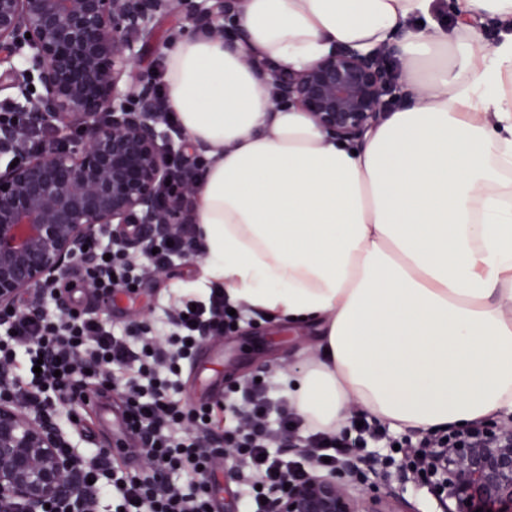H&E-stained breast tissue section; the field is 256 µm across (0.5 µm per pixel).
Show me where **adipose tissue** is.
I'll return each mask as SVG.
<instances>
[{"label":"adipose tissue","mask_w":512,"mask_h":512,"mask_svg":"<svg viewBox=\"0 0 512 512\" xmlns=\"http://www.w3.org/2000/svg\"><path fill=\"white\" fill-rule=\"evenodd\" d=\"M245 0L230 50L184 34L164 51L170 106L206 172L193 221L206 280L249 314L306 318L322 353L279 384L303 432L351 409L392 428L445 430L512 413V0ZM415 103L341 144L275 106L244 54L299 71L332 46H382Z\"/></svg>","instance_id":"1"}]
</instances>
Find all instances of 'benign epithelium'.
<instances>
[{"label":"benign epithelium","mask_w":512,"mask_h":512,"mask_svg":"<svg viewBox=\"0 0 512 512\" xmlns=\"http://www.w3.org/2000/svg\"><path fill=\"white\" fill-rule=\"evenodd\" d=\"M243 3L0 0V91L14 90L31 124L55 131L24 153L22 130L0 122L1 315L10 307L19 314L22 298L39 311L47 289L104 237L130 252L115 235L119 224L138 225L141 241L181 232L199 181H173L171 162L194 173L201 155L183 135L163 130L168 98L140 62L160 52L156 28L170 16L237 48L243 37L225 23ZM398 38L368 51L337 45L297 72L244 60L271 84L276 104L296 106L329 135L354 141L391 103L413 102L393 66ZM62 446L53 413L0 388V512H83L82 463ZM408 482L427 489L437 512H512V419L489 418L478 432L455 429L448 447L404 458L391 472L378 460L360 469L347 461L312 468L307 479L271 492L266 512H417L403 495Z\"/></svg>","instance_id":"benign-epithelium-1"}]
</instances>
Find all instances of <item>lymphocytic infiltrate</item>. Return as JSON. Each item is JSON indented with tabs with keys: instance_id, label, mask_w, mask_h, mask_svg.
<instances>
[{
	"instance_id": "f902f5d3",
	"label": "lymphocytic infiltrate",
	"mask_w": 512,
	"mask_h": 512,
	"mask_svg": "<svg viewBox=\"0 0 512 512\" xmlns=\"http://www.w3.org/2000/svg\"><path fill=\"white\" fill-rule=\"evenodd\" d=\"M201 249L195 226L188 224L173 241H147L146 264L132 263L118 249H101L80 264L77 278L108 302L115 291L131 290L145 274ZM231 308L221 294L197 302L184 299L176 315L124 334L106 330L84 308L22 315L8 323L13 336L10 343H0V370L10 372L14 396L31 406L74 398L78 377L88 373L122 393L128 427L150 470H115L104 448L94 449L84 460L86 476L96 482L100 495L115 496L118 512H207L216 495L208 479L212 457L224 451L240 463L235 480L252 512H265L262 498L288 480L304 479L309 465H322L327 457L335 462L363 460L368 445L382 440L385 429L368 421L338 435L310 434L301 442L308 465L291 467L277 445L296 436L301 421L289 413L287 399L273 398L265 383H249L236 397L198 410L184 409L172 395L173 377L193 362L204 336L235 324ZM155 333L166 336L167 348L154 347ZM21 351L28 366L41 367L40 376L16 372Z\"/></svg>"
}]
</instances>
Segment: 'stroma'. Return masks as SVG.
Returning <instances> with one entry per match:
<instances>
[{
	"label": "stroma",
	"instance_id": "stroma-1",
	"mask_svg": "<svg viewBox=\"0 0 512 512\" xmlns=\"http://www.w3.org/2000/svg\"><path fill=\"white\" fill-rule=\"evenodd\" d=\"M203 256L178 259L159 275L144 277L135 293L99 306V318L114 331L133 330L153 323L162 312L174 310L185 296L194 294L203 277ZM316 324L293 325L258 315L238 321L235 329L203 339L196 367H184L178 378V397L185 408L198 407L204 397L223 399L225 391L254 379L265 382L298 368L318 356ZM113 399L102 410H78L76 421L63 432L80 455L104 447L112 436Z\"/></svg>",
	"mask_w": 512,
	"mask_h": 512
}]
</instances>
